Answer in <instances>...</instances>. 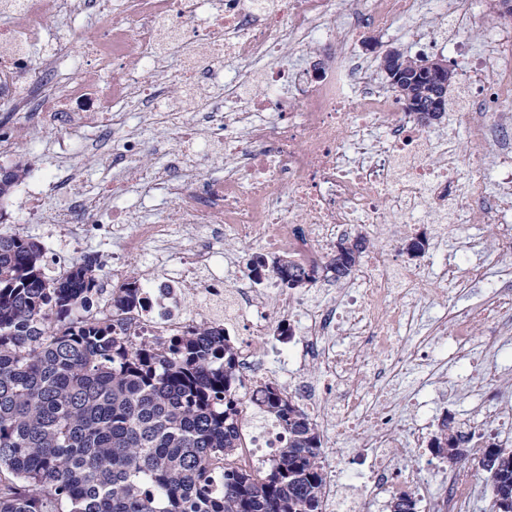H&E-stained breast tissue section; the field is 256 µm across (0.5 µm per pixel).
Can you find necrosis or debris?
<instances>
[{
    "label": "necrosis or debris",
    "instance_id": "obj_1",
    "mask_svg": "<svg viewBox=\"0 0 512 512\" xmlns=\"http://www.w3.org/2000/svg\"><path fill=\"white\" fill-rule=\"evenodd\" d=\"M496 0H0V166L20 140L49 128L65 135L55 157L108 152L114 173L92 195L76 192L77 170L38 163L18 190L20 220L39 224L54 273L80 254L85 218L104 216L119 252L108 282L83 311L120 325L132 345H165L203 322L237 336L252 413L271 384L262 358L269 308L298 329L281 350L294 394L338 449L326 464L321 512H374L430 485L414 462L429 417L401 416L393 383L420 371L426 345L456 338V362L481 400L475 432H512V395L491 392L475 370L473 334L512 340V28L491 24ZM85 24L87 53L73 47ZM372 30L410 42L441 41L461 68L457 110L445 129L419 124L359 53ZM481 35L471 44L470 32ZM264 91L248 92L253 80ZM164 122L172 140L150 141ZM473 146L463 152L462 143ZM155 154L144 164L145 153ZM216 162L219 174L208 171ZM160 198L156 216H134L131 187ZM57 207L44 204L46 193ZM450 227L451 254L435 272L406 261L402 243L427 217ZM205 235H198L199 225ZM495 225L493 239L475 226ZM384 239L349 284L318 297L284 295L257 282L225 243L325 268L337 242L357 232ZM136 270L141 304L114 310L113 291ZM474 291V308L451 306ZM444 312L431 318L434 305ZM321 381L310 380L306 365ZM360 432L364 469L345 465ZM235 463L262 470L286 437L273 422H243ZM439 512H468L477 476L442 472Z\"/></svg>",
    "mask_w": 512,
    "mask_h": 512
}]
</instances>
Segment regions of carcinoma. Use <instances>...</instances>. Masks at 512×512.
<instances>
[{"mask_svg": "<svg viewBox=\"0 0 512 512\" xmlns=\"http://www.w3.org/2000/svg\"><path fill=\"white\" fill-rule=\"evenodd\" d=\"M404 102L424 103L429 82L395 83ZM24 174H0V206ZM362 239L336 246L350 275ZM251 272L294 289L316 273L286 258L250 256ZM102 287L91 261L51 277L43 246L0 234V512H321L326 483L318 427L297 397L265 387L258 413L276 420L288 443L266 470L239 468L245 417L236 344L224 328L200 324L163 353L132 349L112 325L83 318ZM140 302L138 280L112 292L123 311ZM470 435L443 417L429 448L458 468ZM479 466L497 512H512V448L489 439ZM224 461V489L210 467Z\"/></svg>", "mask_w": 512, "mask_h": 512, "instance_id": "1", "label": "carcinoma"}]
</instances>
